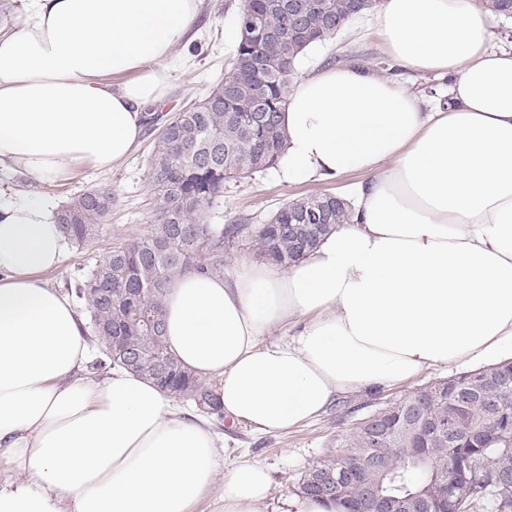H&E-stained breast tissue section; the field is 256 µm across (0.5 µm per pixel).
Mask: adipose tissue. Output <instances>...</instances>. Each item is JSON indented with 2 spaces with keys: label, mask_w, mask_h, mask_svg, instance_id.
<instances>
[{
  "label": "adipose tissue",
  "mask_w": 512,
  "mask_h": 512,
  "mask_svg": "<svg viewBox=\"0 0 512 512\" xmlns=\"http://www.w3.org/2000/svg\"><path fill=\"white\" fill-rule=\"evenodd\" d=\"M28 2L0 34V165L37 181L112 168L169 95L200 0ZM371 23L396 66L449 79L448 103L360 64L294 78L275 174L364 173L349 223L288 267L237 261L167 287L169 348L261 433L512 341V49L475 0H377ZM56 211L39 195L0 203V462L19 475L0 512H191L217 439L146 379L83 376L79 316L40 278L66 248ZM280 328L293 337L266 342ZM270 489L263 465L238 464L223 512H258Z\"/></svg>",
  "instance_id": "ef3b65f1"
}]
</instances>
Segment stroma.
<instances>
[{"label":"stroma","instance_id":"35a3bbf8","mask_svg":"<svg viewBox=\"0 0 512 512\" xmlns=\"http://www.w3.org/2000/svg\"><path fill=\"white\" fill-rule=\"evenodd\" d=\"M240 0H202L200 18L187 45L178 47L176 60H187V71H175L172 90L163 113L170 114L198 100L213 84L220 81L230 67L237 45L227 34L228 25L235 19ZM340 63L359 62L380 74L404 80L429 104L448 100L446 79L433 75L411 74L393 67L379 45L368 23L348 27L336 38L308 52L299 62L297 73H305L317 66H325L331 59ZM155 134L144 130L142 142L128 158L109 170L90 166L80 167L64 182H36L8 165L0 166V198L19 194H42L63 205L94 188H111L116 202L104 221L99 236L87 244L68 245L61 265L44 273V280L52 287L69 295L82 321L83 329H90V316L77 289L91 269L113 246L146 233L153 220V194L148 182V160ZM353 172L341 178L322 183H284L275 179L272 171H264L227 184L224 196L212 208L210 223L246 224L256 228L269 221L285 203L306 196L342 193L350 183L362 180ZM467 363L454 368H433L423 371L407 383L388 390L356 393L341 398L318 418L285 432L264 434L243 423L228 418L206 417V423L227 447L220 454V473H227L241 462L264 465L272 479L269 497L260 505L259 512H288V502L294 496V487L312 462L339 452L338 435L345 432L357 419L375 411L393 398L437 379L463 372Z\"/></svg>","mask_w":512,"mask_h":512}]
</instances>
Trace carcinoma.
<instances>
[{"instance_id": "cac0c4a2", "label": "carcinoma", "mask_w": 512, "mask_h": 512, "mask_svg": "<svg viewBox=\"0 0 512 512\" xmlns=\"http://www.w3.org/2000/svg\"><path fill=\"white\" fill-rule=\"evenodd\" d=\"M289 0H243L239 39L224 79L203 98L161 124L148 163L154 194L149 230L112 247L90 272L78 295L90 314L103 362L186 399L208 415L224 411L212 384L184 367L165 342L163 300L171 278L188 271L224 274L233 240L251 237L258 258L284 267L299 260L321 236L350 220L336 195L284 204L270 219L284 225L271 235L246 224L207 222L224 184L276 165L286 143L280 114L297 61L313 43L340 34L373 0H300L307 19L288 12ZM481 8L512 19V0H478ZM112 189L87 191L57 212L70 242L94 239L112 210ZM344 451L312 464L297 483L304 496L360 508L369 489L388 500L426 497L432 512H474L487 502L512 512V360L431 382L358 419L340 438ZM349 468L356 482L336 489L322 476Z\"/></svg>"}]
</instances>
